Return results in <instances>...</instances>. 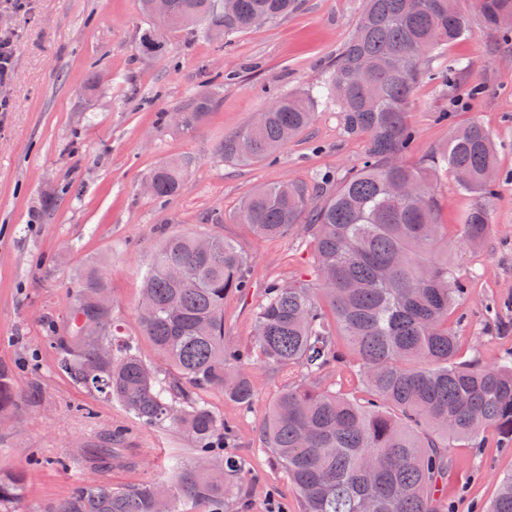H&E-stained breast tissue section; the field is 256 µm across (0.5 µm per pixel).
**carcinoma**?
Listing matches in <instances>:
<instances>
[{
	"instance_id": "carcinoma-1",
	"label": "carcinoma",
	"mask_w": 512,
	"mask_h": 512,
	"mask_svg": "<svg viewBox=\"0 0 512 512\" xmlns=\"http://www.w3.org/2000/svg\"><path fill=\"white\" fill-rule=\"evenodd\" d=\"M456 0H364L357 29L327 70L317 92L284 93L245 127L224 134L217 146L226 164L271 157L312 121L316 108H336L345 134L366 139L358 169L317 191L287 181L254 192L238 221L262 237L299 235L313 243L318 287L273 281L254 314V345L265 365L288 372L262 444L300 494L301 512H444L440 487L451 468L448 448L492 433L512 442V356L493 364L460 360L462 336L451 320L478 278L432 250L448 245L447 225L436 221L432 174L442 169L457 187L476 197L460 225L466 245L488 239L487 202L496 191L492 134L471 122L451 131L431 164L404 162L415 132L407 111L415 86L430 77L426 62L461 38L468 18ZM484 23L504 38L512 27V0H479ZM301 0H142L151 16L162 12L171 31L205 25L231 42L254 28L253 20L283 19ZM207 73L203 89L182 104L181 128L198 127L213 105ZM189 159L161 162L148 174L152 196L177 195ZM171 234L151 252L137 313L165 364H147L121 335L103 275H85L69 310V331L52 337L55 368L76 384L118 402L146 426L169 423L197 444L190 461L174 460L172 477L151 484L114 487L108 481L77 485L65 499L39 512H169L191 501L224 512V476L235 467L214 443L226 427L199 397L220 391L247 405L254 389L244 354L224 345V297L248 287L251 263L221 236ZM347 337L350 365L365 395L358 398L311 376L346 363L336 335ZM18 394L0 370V414ZM27 476L0 475V512H27ZM488 512H512V473L499 480Z\"/></svg>"
}]
</instances>
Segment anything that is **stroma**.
Segmentation results:
<instances>
[{
    "label": "stroma",
    "instance_id": "obj_1",
    "mask_svg": "<svg viewBox=\"0 0 512 512\" xmlns=\"http://www.w3.org/2000/svg\"><path fill=\"white\" fill-rule=\"evenodd\" d=\"M470 26L448 45L434 71L461 63L455 83L435 79L414 91L408 121L416 133L407 161L423 165L448 141L452 125L478 121L492 134L501 176L483 248L463 244L460 225L475 203L446 173L433 189L439 223L448 227V257L481 277L459 311L465 321L464 358L498 360L512 347V42L485 27L478 0H458ZM363 0H302L279 21L234 36L231 45L204 30L169 32L166 49L144 53L142 32L152 21L140 0H31L27 11L0 7V33L13 38V70L0 83V368L10 371L17 405L0 422V473L28 469L24 506L40 512L79 483L149 484L168 477L172 458H192L195 442L165 425L139 423L118 403L78 387L54 367L51 336L63 333L85 271L100 267L112 295V317L135 338L143 360L161 361L141 336L137 308L146 257L162 232H199L233 240L252 261V286L224 299V341L250 352L255 387L249 407L217 391L203 393L231 425L225 456L241 463L224 495V512H267L276 500L300 512L299 496L261 448L259 437L288 376L253 355L254 312L268 281L317 282L313 252L295 237L266 239L236 218L259 187L284 180L311 183L319 173L356 170L363 140L348 137L335 108L318 107L310 127L274 161L227 165L215 154L225 133L244 127L276 94L319 83L353 34ZM228 73L215 105L195 131L160 121L200 89L205 69ZM481 85L470 96L473 85ZM466 106H458V99ZM453 115L452 123L439 119ZM192 165L180 192L155 200L144 188L148 172L166 158ZM223 223L208 224L211 213ZM501 324L485 326V308ZM124 433L99 471L83 469L78 452L100 448ZM453 479L446 498L454 512H484L499 476L512 472V446L449 449ZM64 466H52V459ZM47 460L44 468L34 467Z\"/></svg>",
    "mask_w": 512,
    "mask_h": 512
}]
</instances>
